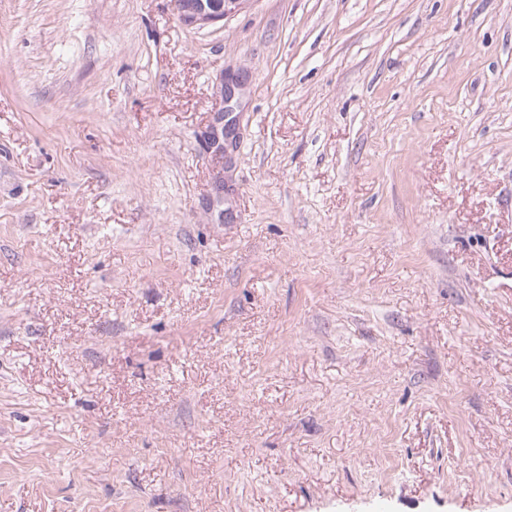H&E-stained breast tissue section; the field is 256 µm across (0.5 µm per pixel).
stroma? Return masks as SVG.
I'll use <instances>...</instances> for the list:
<instances>
[{
    "instance_id": "1",
    "label": "stroma",
    "mask_w": 512,
    "mask_h": 512,
    "mask_svg": "<svg viewBox=\"0 0 512 512\" xmlns=\"http://www.w3.org/2000/svg\"><path fill=\"white\" fill-rule=\"evenodd\" d=\"M0 512H512V0H0ZM244 0H174L180 21L187 27L206 26L236 11Z\"/></svg>"
}]
</instances>
